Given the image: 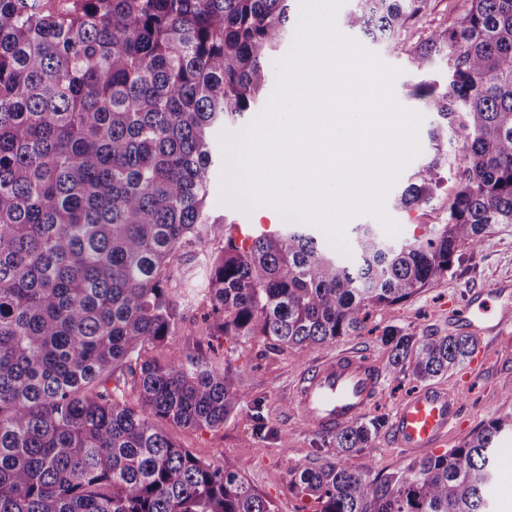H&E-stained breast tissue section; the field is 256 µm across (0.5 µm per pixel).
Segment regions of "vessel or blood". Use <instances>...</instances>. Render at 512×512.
Returning a JSON list of instances; mask_svg holds the SVG:
<instances>
[{
    "instance_id": "b4317fda",
    "label": "vessel or blood",
    "mask_w": 512,
    "mask_h": 512,
    "mask_svg": "<svg viewBox=\"0 0 512 512\" xmlns=\"http://www.w3.org/2000/svg\"><path fill=\"white\" fill-rule=\"evenodd\" d=\"M448 322L468 332L502 338L512 327V287L471 291L462 314ZM383 375L372 358L356 350L326 355L308 364L297 376L292 398L302 420L316 431L335 432L360 419L377 401ZM458 412V396L426 389L410 395L397 409L392 424L399 447H437Z\"/></svg>"
}]
</instances>
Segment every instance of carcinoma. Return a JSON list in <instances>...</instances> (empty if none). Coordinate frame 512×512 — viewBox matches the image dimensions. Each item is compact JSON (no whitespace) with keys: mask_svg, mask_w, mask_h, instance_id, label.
I'll return each mask as SVG.
<instances>
[{"mask_svg":"<svg viewBox=\"0 0 512 512\" xmlns=\"http://www.w3.org/2000/svg\"><path fill=\"white\" fill-rule=\"evenodd\" d=\"M295 0H0V512H272L237 473L176 445L244 399L224 341L329 344L512 232V0H353L347 27L448 82L415 95L440 122L393 198L438 213L398 242L354 228L349 260L304 224L237 238L208 206L216 130L258 109ZM461 143L448 199V135ZM209 339L148 358L188 319ZM387 371L420 382L477 339L389 327ZM382 421L332 437L290 488L316 512H488L512 417L386 477L348 466Z\"/></svg>","mask_w":512,"mask_h":512,"instance_id":"cac0c4a2","label":"carcinoma"}]
</instances>
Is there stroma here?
Segmentation results:
<instances>
[{"mask_svg":"<svg viewBox=\"0 0 512 512\" xmlns=\"http://www.w3.org/2000/svg\"><path fill=\"white\" fill-rule=\"evenodd\" d=\"M387 66L398 69L393 84L397 103L407 110H418L415 87L425 80H444L445 61H437L431 69L417 70L406 54L367 43ZM223 164H215L209 173L210 205L227 223L248 224L254 228L283 226L280 215L269 207L244 212L222 201ZM512 279V232L493 231L481 248L465 253L447 277L395 307L390 315L372 317L366 329L357 336H344L327 345L294 347L288 352L262 357L264 338L228 343L224 355L232 365L242 367L240 386L246 397L236 411L216 429L195 430L175 425L167 431L174 442L190 449L201 459L229 468L242 476L257 494L269 499L276 512H315L316 505L308 497L289 490L292 475L306 467L324 462L334 452L331 438L308 430L288 408L289 387L299 371L309 362L343 350L366 352L379 366H386L390 349L381 338L386 326L394 325L416 336L448 335V304H464L475 288H491ZM482 363L469 373L461 370L436 378V385L458 390L461 395L460 424L451 429L445 448L457 447L470 433L493 417L512 416V393L505 383L512 381V353L503 342L488 337L479 339ZM421 382L411 375H384L382 393L369 418H384L385 424L373 435L367 448L352 454L348 464L354 469H368L387 474L417 455L397 448L391 440L389 420L399 402L420 390ZM262 417L266 435L256 438L252 432L255 417ZM503 456L497 457L492 485L493 512H512V434H504L497 443Z\"/></svg>","mask_w":512,"mask_h":512,"instance_id":"35a3bbf8","label":"stroma"}]
</instances>
